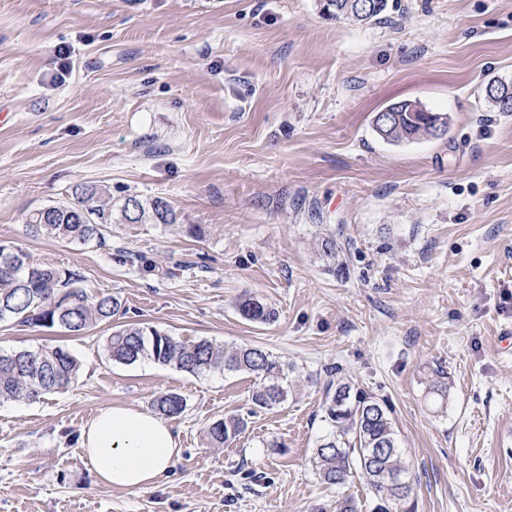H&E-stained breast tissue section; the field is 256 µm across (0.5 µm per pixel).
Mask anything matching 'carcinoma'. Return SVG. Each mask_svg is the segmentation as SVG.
<instances>
[{
	"label": "carcinoma",
	"mask_w": 512,
	"mask_h": 512,
	"mask_svg": "<svg viewBox=\"0 0 512 512\" xmlns=\"http://www.w3.org/2000/svg\"><path fill=\"white\" fill-rule=\"evenodd\" d=\"M330 16L355 24L382 18L389 0H372V11L363 15L353 0H324ZM498 94L486 88L485 97L500 112H512V84L497 82ZM444 114L422 112L404 104L380 137L388 142L429 137L432 117ZM75 200L49 205L34 212L27 224L29 234L70 244L106 242L112 233V190L95 182L77 185ZM124 224H174L176 216L162 198L145 202L136 196L120 205ZM124 309L121 298L108 291L87 294L82 277L74 270L39 264L21 248L0 242V323L58 328L74 335L112 322ZM240 313L248 320L268 323L274 311L257 298L241 299ZM105 348L110 360L131 365L150 359L174 366L194 376L214 372H247L255 376L251 395L254 408L270 410L288 401L290 384L286 367L263 348L244 346L226 351L208 340L187 342L153 327L127 324L112 331ZM78 360L61 348L3 351L0 349V403L36 401L48 394L68 390L77 380ZM429 394L435 403H448L450 387L444 371L435 370ZM153 410L175 418L186 409L185 399L175 392L158 394ZM325 433L314 452V466L322 483L342 487L360 470L378 499L377 512H395L411 493L410 475L388 407L347 379L329 381L322 406ZM247 426L241 417L216 420L207 426L208 441L215 446L239 436Z\"/></svg>",
	"instance_id": "obj_1"
}]
</instances>
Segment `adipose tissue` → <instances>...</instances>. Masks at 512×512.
<instances>
[{"label":"adipose tissue","instance_id":"ef3b65f1","mask_svg":"<svg viewBox=\"0 0 512 512\" xmlns=\"http://www.w3.org/2000/svg\"><path fill=\"white\" fill-rule=\"evenodd\" d=\"M81 449L100 482L123 490L152 487L171 469L179 437L162 418L112 405L83 428Z\"/></svg>","mask_w":512,"mask_h":512}]
</instances>
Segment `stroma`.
Segmentation results:
<instances>
[{
    "label": "stroma",
    "mask_w": 512,
    "mask_h": 512,
    "mask_svg": "<svg viewBox=\"0 0 512 512\" xmlns=\"http://www.w3.org/2000/svg\"><path fill=\"white\" fill-rule=\"evenodd\" d=\"M396 3L359 25L320 0H0V241L119 295L115 324L291 368L287 402L256 412L251 374L110 361L113 324L0 323V348L81 364L66 392L0 404V512H336L346 497L376 512L362 473L336 488L312 466L335 373L390 409L415 512H512V112L484 97L512 84V0ZM401 100L446 114L447 135L383 141L373 117ZM90 181L117 206L162 198L176 222L116 224L100 246L27 234ZM246 296L274 321L245 319ZM165 391L187 401L173 468L138 491L100 484L83 426ZM233 416L245 432L210 447L207 425Z\"/></svg>",
    "instance_id": "35a3bbf8"
}]
</instances>
